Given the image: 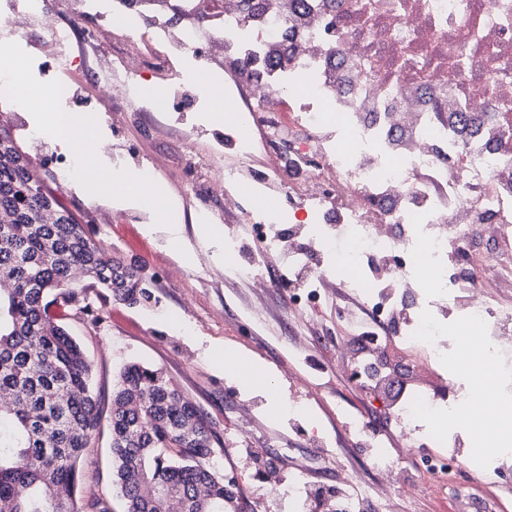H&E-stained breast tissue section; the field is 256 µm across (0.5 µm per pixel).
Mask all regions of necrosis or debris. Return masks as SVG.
<instances>
[{
  "mask_svg": "<svg viewBox=\"0 0 512 512\" xmlns=\"http://www.w3.org/2000/svg\"><path fill=\"white\" fill-rule=\"evenodd\" d=\"M261 11L255 0H192L196 24L178 27L150 0H0V33L24 43L38 24L52 48L45 66L59 72L61 112L82 118L76 84L102 83L98 71H76L73 40L94 41L99 25L121 40L112 60V86L123 111L140 106L148 79L164 74L166 109L202 108L197 72L239 59L226 73L224 92L244 125L218 143L249 162L267 150L269 166L255 181L276 191L321 227L265 226L264 208L224 241L253 239L248 262L224 268L229 279L264 289L267 254L287 252L288 277L320 292L328 277L355 289L368 303L396 291L394 316H405L399 349L423 346L426 363L442 365L446 334L431 330L448 309L449 332L471 342L466 367L499 374L498 352L512 342V313L480 280L493 270L512 276V0H282ZM95 27H85V19ZM300 20L296 51L273 60L271 46ZM452 91V104L440 99ZM453 107L459 123L473 124L461 140L441 117ZM348 226L352 248L336 270L311 266L333 252L335 226ZM480 235L493 245L472 255ZM453 389L447 404L427 393L409 397L390 417L394 427L480 404Z\"/></svg>",
  "mask_w": 512,
  "mask_h": 512,
  "instance_id": "1",
  "label": "necrosis or debris"
}]
</instances>
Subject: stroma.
<instances>
[{"instance_id":"1","label":"stroma","mask_w":512,"mask_h":512,"mask_svg":"<svg viewBox=\"0 0 512 512\" xmlns=\"http://www.w3.org/2000/svg\"><path fill=\"white\" fill-rule=\"evenodd\" d=\"M217 126L208 111L157 112L145 104L136 112L110 113L100 129L108 142L122 145L127 165L150 171L165 187L162 203L173 212L182 248L194 254L193 265H184L168 247L167 225L146 232L150 218L137 205L93 199L78 181L58 177L51 183L63 204L88 216L98 247L114 259L145 266L155 277L153 302L109 301L97 326L80 313L78 303L51 309L91 359L102 402L110 403L127 362L160 369L216 430L221 448L213 464L234 475L245 512H301L297 500L270 491L268 478L284 483L298 474L308 489H332L342 468L357 474L365 488L356 512H457V497L468 493L490 499L494 512H512V468L479 473L484 458L470 451L454 466L441 497L376 491L372 451L351 430L348 414L362 412L377 429L387 430L388 450L404 479L419 475L427 453L424 440L411 430L387 429L390 399L352 380L354 352L342 345L335 310L317 305L293 317L290 293L276 285L288 269L283 255L264 262L272 288L259 292L225 278L223 236L206 235L197 216L204 208L224 212L225 234H232L241 214L225 212L218 175L188 164L182 154L190 133L211 148ZM194 182L200 186L195 193L189 190ZM230 352L251 357L265 369V378L247 383L226 374ZM272 383L279 389L275 399L268 392Z\"/></svg>"}]
</instances>
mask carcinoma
<instances>
[{"label": "carcinoma", "instance_id": "obj_1", "mask_svg": "<svg viewBox=\"0 0 512 512\" xmlns=\"http://www.w3.org/2000/svg\"><path fill=\"white\" fill-rule=\"evenodd\" d=\"M30 158L0 140V512H111L105 495L79 491L80 465L102 425L111 435V483L124 512H224L240 500L212 467L219 438L202 411L157 369L127 364L104 409L91 363L49 314L76 272L109 297L151 299L140 269L113 259L49 190ZM62 212L40 223L46 204Z\"/></svg>", "mask_w": 512, "mask_h": 512}]
</instances>
